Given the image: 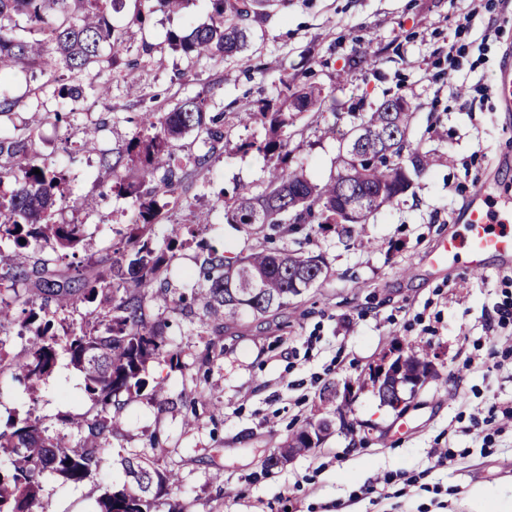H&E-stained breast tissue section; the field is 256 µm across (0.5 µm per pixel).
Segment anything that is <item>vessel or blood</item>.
Returning <instances> with one entry per match:
<instances>
[{
    "label": "vessel or blood",
    "instance_id": "1",
    "mask_svg": "<svg viewBox=\"0 0 512 512\" xmlns=\"http://www.w3.org/2000/svg\"><path fill=\"white\" fill-rule=\"evenodd\" d=\"M497 99L504 110H512V63H505L494 79ZM464 235L443 243L435 256L436 263L456 261L466 253V267L474 273L483 272L484 260L493 254L512 252V217L493 214L484 198H477L462 214Z\"/></svg>",
    "mask_w": 512,
    "mask_h": 512
}]
</instances>
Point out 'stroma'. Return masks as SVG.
<instances>
[{"label": "stroma", "instance_id": "stroma-1", "mask_svg": "<svg viewBox=\"0 0 512 512\" xmlns=\"http://www.w3.org/2000/svg\"><path fill=\"white\" fill-rule=\"evenodd\" d=\"M209 13L208 0L155 11L142 25L132 7L109 13L127 58L139 62L141 91L127 93L120 75L101 73L66 124L55 122L59 103L39 71L12 74L15 106L0 116V133L33 130L38 160L64 176L66 199L54 220L85 225L80 256L126 255L115 231L130 224L133 202L100 183L102 153L121 149L142 113L171 110L187 97L224 111L227 137L155 227L157 239L180 242L166 273L177 293L200 265V241L228 257L293 245L224 219V193L262 191L274 163L256 149L266 125L235 119L242 103L279 106L287 83L323 88L322 106L288 129L292 165L316 184L338 170L339 143L322 128L346 132L356 113L394 96L415 109L414 141L438 148L442 159L370 216L375 247L313 227L305 248L322 255L325 273L288 308L247 314L202 336L184 312H163L178 360L148 366L149 379L164 383L162 397L146 390L128 401L107 469L79 483L46 479L43 512H95L98 499L125 482L121 460L132 453L178 474L156 512L173 501L183 512H483L512 500V257L489 256L481 276L459 262L431 263L444 238L462 234L458 219L479 186L512 205V112L497 103L492 81L512 59V0H285L254 25L248 69L235 58L192 66L170 43V32ZM95 123L102 129L89 146L80 130ZM245 140L254 149L240 150ZM200 211L207 223H196ZM211 342L218 355L205 365ZM397 347L428 353L435 368L403 411L384 405L366 382ZM329 387L353 396L327 398ZM86 408L83 379L67 355L31 391L0 375L2 431L29 416L54 431L61 416ZM323 419L332 428L318 447L266 466L284 440ZM441 451L450 463H439Z\"/></svg>", "mask_w": 512, "mask_h": 512}]
</instances>
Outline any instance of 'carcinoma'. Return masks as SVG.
<instances>
[{
    "mask_svg": "<svg viewBox=\"0 0 512 512\" xmlns=\"http://www.w3.org/2000/svg\"><path fill=\"white\" fill-rule=\"evenodd\" d=\"M272 0H210L209 21L180 35L169 36L191 59L244 55L252 26ZM106 0H0V82L18 67L39 69L54 93L64 102H78L85 87L104 66H112L123 51L121 32L108 21ZM25 20L20 25L19 20ZM323 100V90L309 86L292 93L286 112L266 103L255 110L245 104L237 112L240 122L261 121L270 136L260 145L243 142L277 158L269 170L266 188L254 192L239 188L225 200L229 224L247 229L259 225L271 234L288 236L311 224H326L350 242L356 226L392 204L419 174L434 162L435 151L413 145L414 109L402 96L386 99L362 115L349 133L342 135L340 161L343 170L317 185L289 164L291 150L286 130L295 113L306 112ZM141 131L101 166L112 175L110 190L132 198L135 213L125 244L128 259L101 270L87 259H78L85 237L83 224L52 221L57 197L64 196L63 178L37 160L32 136L0 135V360L8 359V372L34 385L55 367L64 351L84 383L86 398L95 414H68L62 429L51 435L39 418L0 431V454L8 467L0 468V512H38L42 478L59 476L80 482L91 472L108 465L107 447L126 404L122 395L139 394L148 387L147 365L174 355L165 350L167 323L152 318V305H173L196 318L199 333L215 323H232L240 315L263 316L287 307L323 275L319 254L302 249L254 247L234 259L224 257L206 242L200 272L202 281L173 296L165 287L164 273L174 257L177 240L156 241L154 225L158 200H178L184 170L203 171L223 147L226 138L224 113L209 112L205 99L189 97L168 112H145ZM188 131L203 136L206 151L176 157L173 141ZM139 161V176L127 182L118 174L124 161ZM40 173H33V169ZM9 185V190L2 186ZM25 243H20V240ZM50 246L51 252L32 262L31 245ZM106 301L103 319L70 330L59 314ZM25 340L13 355L6 348L9 337ZM428 354L405 355L403 370L385 373L377 393L389 405L404 394L408 375L418 370L429 375ZM328 426L303 429L284 442L267 459L270 466L310 449L305 437L321 440ZM129 481L98 500L99 512H153L161 493L173 486L177 475L155 461L138 456L122 459Z\"/></svg>",
    "mask_w": 512,
    "mask_h": 512,
    "instance_id": "cac0c4a2",
    "label": "carcinoma"
}]
</instances>
